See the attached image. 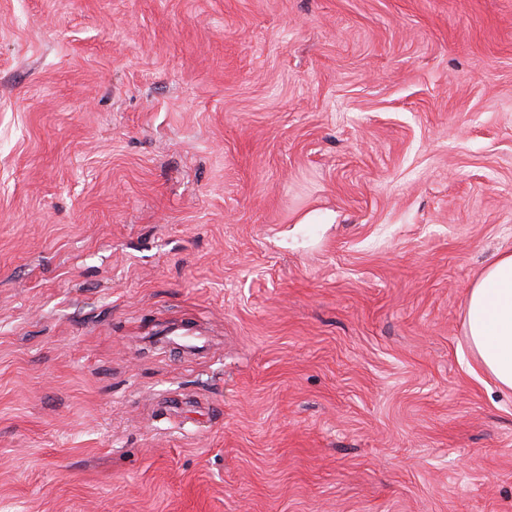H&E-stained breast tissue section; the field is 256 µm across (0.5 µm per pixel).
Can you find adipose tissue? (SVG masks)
Masks as SVG:
<instances>
[{"label": "adipose tissue", "instance_id": "1", "mask_svg": "<svg viewBox=\"0 0 512 512\" xmlns=\"http://www.w3.org/2000/svg\"><path fill=\"white\" fill-rule=\"evenodd\" d=\"M465 331L480 368L512 391V252L500 254L469 288Z\"/></svg>", "mask_w": 512, "mask_h": 512}]
</instances>
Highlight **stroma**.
Here are the masks:
<instances>
[{"label":"stroma","instance_id":"obj_1","mask_svg":"<svg viewBox=\"0 0 512 512\" xmlns=\"http://www.w3.org/2000/svg\"><path fill=\"white\" fill-rule=\"evenodd\" d=\"M509 250L512 0H0V512H512ZM464 321L480 368L512 391V252L500 254L469 288Z\"/></svg>","mask_w":512,"mask_h":512}]
</instances>
